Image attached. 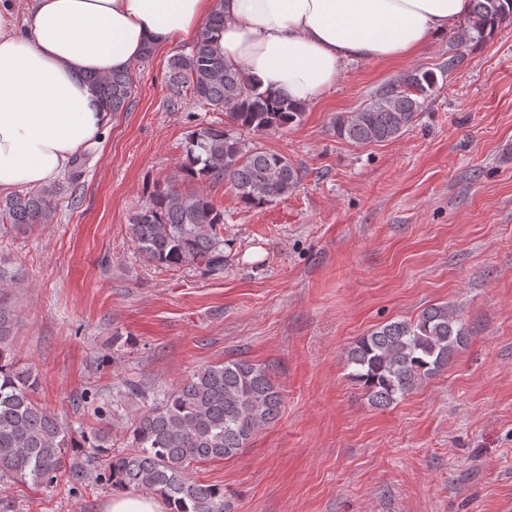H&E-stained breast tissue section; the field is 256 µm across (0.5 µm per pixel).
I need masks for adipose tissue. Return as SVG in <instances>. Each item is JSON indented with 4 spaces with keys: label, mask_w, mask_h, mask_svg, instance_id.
<instances>
[{
    "label": "adipose tissue",
    "mask_w": 512,
    "mask_h": 512,
    "mask_svg": "<svg viewBox=\"0 0 512 512\" xmlns=\"http://www.w3.org/2000/svg\"><path fill=\"white\" fill-rule=\"evenodd\" d=\"M0 7V192L50 186L109 117L89 76L131 70L147 46L197 38L224 14L217 48L260 89L310 103L346 62L415 59L471 0H25Z\"/></svg>",
    "instance_id": "obj_1"
}]
</instances>
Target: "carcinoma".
Masks as SVG:
<instances>
[{"instance_id": "cac0c4a2", "label": "carcinoma", "mask_w": 512, "mask_h": 512, "mask_svg": "<svg viewBox=\"0 0 512 512\" xmlns=\"http://www.w3.org/2000/svg\"><path fill=\"white\" fill-rule=\"evenodd\" d=\"M512 22V0H473L461 30L449 41L448 59L437 69H414L379 87L355 112L332 118L336 137L355 144L395 140L412 127L439 82L460 67L469 47L491 38ZM224 15L215 13L188 54L169 60V105L183 96L214 112L224 125L195 128L174 179L153 191L131 217L130 234L139 255L164 268L201 265L224 269V211L207 186L225 183L247 209H261L290 194L301 179L287 157L248 146L239 133H268L301 122L305 106L261 91L241 68L229 65L215 46ZM108 112L128 110L134 92L127 72L92 79ZM76 157L56 190L65 192L83 172ZM196 183L185 190L181 184ZM50 193L27 191L0 204L3 224H45ZM22 279L0 265V484L51 485L67 474L72 492L91 485L112 491H142L161 497L169 512H226L224 487L190 478L198 462L231 458L247 447L256 431L272 423L282 395L270 371L244 359L197 368L161 403L127 429V450L114 452L101 431L73 437L64 423L33 398L38 378L23 365L12 345L17 321L9 289ZM468 340L460 311L452 304H431L410 319L390 320L357 338L344 352L349 378L367 401L385 409L409 395L448 366Z\"/></svg>"}]
</instances>
